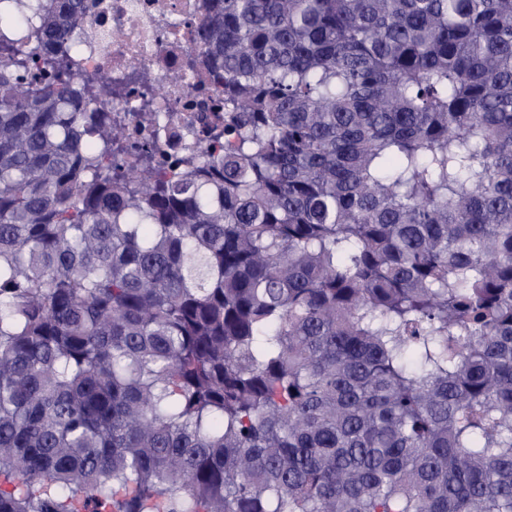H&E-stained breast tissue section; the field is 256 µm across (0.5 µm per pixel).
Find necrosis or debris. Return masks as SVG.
Wrapping results in <instances>:
<instances>
[{"label":"necrosis or debris","mask_w":512,"mask_h":512,"mask_svg":"<svg viewBox=\"0 0 512 512\" xmlns=\"http://www.w3.org/2000/svg\"><path fill=\"white\" fill-rule=\"evenodd\" d=\"M76 21V56L83 72L111 79L136 70L152 85L148 111L138 109L136 87L113 98L108 110L129 145L158 137L171 154L205 150L206 132L223 125L213 106L224 82L212 70L202 37L204 0H84Z\"/></svg>","instance_id":"obj_1"}]
</instances>
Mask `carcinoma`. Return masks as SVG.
<instances>
[{"label":"carcinoma","instance_id":"cac0c4a2","mask_svg":"<svg viewBox=\"0 0 512 512\" xmlns=\"http://www.w3.org/2000/svg\"><path fill=\"white\" fill-rule=\"evenodd\" d=\"M13 4L0 512H512V0H211L168 177Z\"/></svg>","mask_w":512,"mask_h":512}]
</instances>
